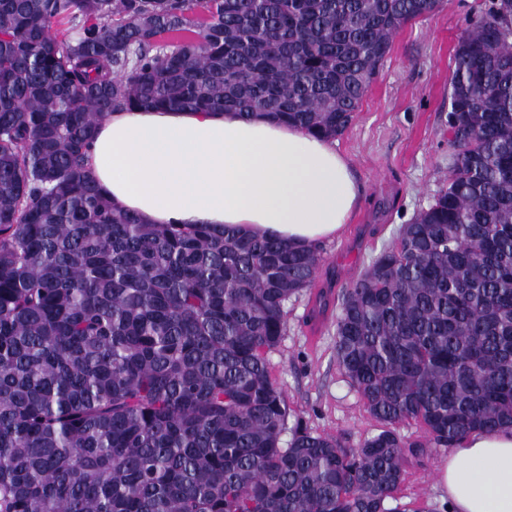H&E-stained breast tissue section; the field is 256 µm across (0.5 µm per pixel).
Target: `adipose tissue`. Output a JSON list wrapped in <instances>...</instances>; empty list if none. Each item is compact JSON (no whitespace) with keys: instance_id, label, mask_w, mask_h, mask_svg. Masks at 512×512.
<instances>
[{"instance_id":"adipose-tissue-1","label":"adipose tissue","mask_w":512,"mask_h":512,"mask_svg":"<svg viewBox=\"0 0 512 512\" xmlns=\"http://www.w3.org/2000/svg\"><path fill=\"white\" fill-rule=\"evenodd\" d=\"M88 167L124 210L151 224H214L315 244L336 236L358 197L326 139L235 113L139 108L99 124ZM448 512H512V429L476 431L439 474Z\"/></svg>"}]
</instances>
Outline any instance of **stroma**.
Segmentation results:
<instances>
[{"instance_id": "1", "label": "stroma", "mask_w": 512, "mask_h": 512, "mask_svg": "<svg viewBox=\"0 0 512 512\" xmlns=\"http://www.w3.org/2000/svg\"><path fill=\"white\" fill-rule=\"evenodd\" d=\"M487 3L443 0L435 12L403 25L351 124L335 139L351 162L359 199L340 235L322 241L321 271L289 301L286 332L267 355L272 378L288 396L291 420L314 432L356 446L380 428L336 364L338 296L444 184L454 49ZM447 460V449L439 448L423 464L409 466L402 502L447 512L437 486Z\"/></svg>"}]
</instances>
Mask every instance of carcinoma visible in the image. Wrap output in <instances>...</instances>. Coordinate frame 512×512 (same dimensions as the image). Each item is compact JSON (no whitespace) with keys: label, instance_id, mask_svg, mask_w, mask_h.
Here are the masks:
<instances>
[{"label":"carcinoma","instance_id":"carcinoma-1","mask_svg":"<svg viewBox=\"0 0 512 512\" xmlns=\"http://www.w3.org/2000/svg\"><path fill=\"white\" fill-rule=\"evenodd\" d=\"M441 4L0 0V512H423L409 460L512 428V0L458 38L446 185L341 293L336 361L382 424L357 448L288 426L267 366L317 246L147 224L85 163L137 107L335 138Z\"/></svg>","mask_w":512,"mask_h":512}]
</instances>
